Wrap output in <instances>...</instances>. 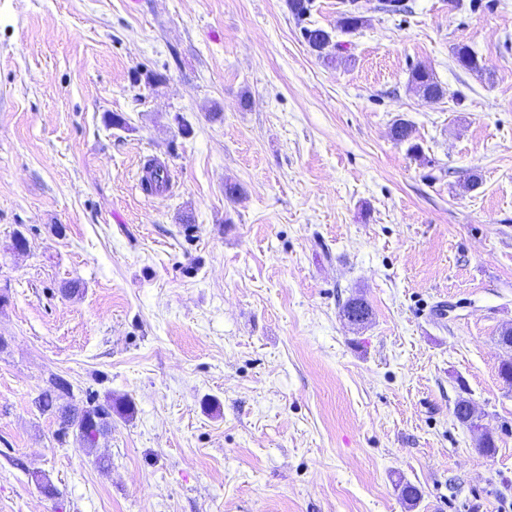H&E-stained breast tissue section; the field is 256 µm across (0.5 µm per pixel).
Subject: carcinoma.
Wrapping results in <instances>:
<instances>
[{"instance_id":"carcinoma-1","label":"carcinoma","mask_w":512,"mask_h":512,"mask_svg":"<svg viewBox=\"0 0 512 512\" xmlns=\"http://www.w3.org/2000/svg\"><path fill=\"white\" fill-rule=\"evenodd\" d=\"M365 24V17L351 9L341 14L339 29L348 34L357 31ZM303 37L309 49L318 57L333 64L338 62L339 56L326 53L327 46L331 42L332 33L319 27L303 29ZM455 59L462 68L480 73L482 66L476 54L466 45L456 47ZM411 84L424 96L436 98L443 94L442 87L435 79L432 72L418 67L411 73ZM392 138L401 143L409 144L408 150L416 155L420 154V147L413 142V126L400 120L396 121L391 129ZM38 407L52 414L58 423V433L65 437L72 435L79 445L85 448L94 446L97 433L112 430V399L104 403L87 398L81 403L74 400L73 387L69 383L51 381L37 397ZM457 421L466 426L474 435L478 451L489 455L495 450L494 439L482 431V426L468 420V417L456 416Z\"/></svg>"}]
</instances>
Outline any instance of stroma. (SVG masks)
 Segmentation results:
<instances>
[{
    "mask_svg": "<svg viewBox=\"0 0 512 512\" xmlns=\"http://www.w3.org/2000/svg\"><path fill=\"white\" fill-rule=\"evenodd\" d=\"M404 2L0 0V512H512V0ZM55 376L119 405L95 448ZM303 37L309 49L319 58L326 60L329 64L338 62L339 56L337 54L330 55L325 51L333 37L332 32L319 27H304ZM411 84L424 96L436 98L443 94L442 87L432 72L426 68H415L411 73ZM67 397L68 400H64ZM38 407L43 412H50L58 423V433L65 437L72 433L79 445L93 448L97 432L112 430V400L95 402L91 397L77 403L74 400L73 387L69 383L50 381L37 397ZM462 402L467 403L457 406L456 410H461V412L468 414V416H470L471 418L474 417L475 411L467 400L461 399L456 403V405ZM468 416L465 415L464 417H462L456 414V419L460 424L466 426L471 432H473L474 435L477 436L476 442L478 446V451L483 454L490 455L491 453H493L496 447L494 439L488 433L482 431V426L478 422L473 423V421H468Z\"/></svg>",
    "mask_w": 512,
    "mask_h": 512,
    "instance_id": "obj_1",
    "label": "stroma"
}]
</instances>
